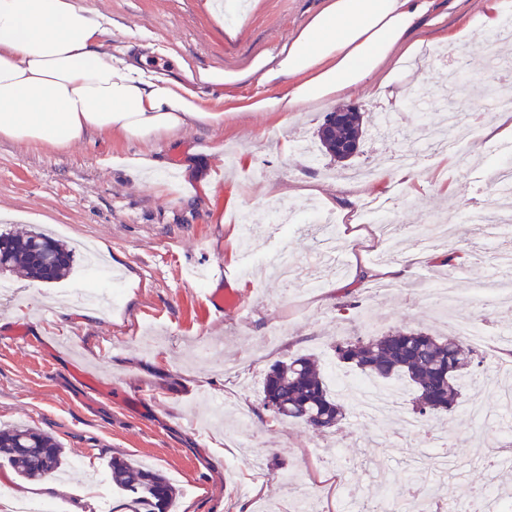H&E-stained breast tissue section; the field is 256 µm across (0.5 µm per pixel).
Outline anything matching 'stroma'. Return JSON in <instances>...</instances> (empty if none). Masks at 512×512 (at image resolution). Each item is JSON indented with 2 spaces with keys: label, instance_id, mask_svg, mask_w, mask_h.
Segmentation results:
<instances>
[{
  "label": "stroma",
  "instance_id": "35a3bbf8",
  "mask_svg": "<svg viewBox=\"0 0 512 512\" xmlns=\"http://www.w3.org/2000/svg\"><path fill=\"white\" fill-rule=\"evenodd\" d=\"M112 21L102 37L107 53L140 55V42L169 49L148 56L169 76L183 79L176 59L198 66L237 67L260 50L277 51L320 0H259L255 10L234 16L242 28L233 40L205 8L206 0H84ZM486 0H456L443 22L424 28L425 52L416 61L419 87L430 95L424 112L409 103L385 111L372 89L360 90L344 106L362 112L367 133L347 162L321 151L318 130L326 109L303 112H242L222 125L198 124L181 136L143 143L120 136H92L67 151L0 141V231L49 230L69 246L93 243L121 277L124 293L112 310L88 316L68 296L83 275L75 255L70 279L42 283L19 274L0 283L19 289L17 300L0 299V426L22 422L52 433L68 460L82 459L66 482V505L83 503L97 512L89 477L108 470L122 455L153 466L178 488L175 512H287L302 491L315 490L325 512H353L383 497L385 484L403 488L411 475L428 484L434 497H470L496 478L487 467L502 427L484 428L465 414L473 401L490 415L500 411L498 392L485 384L498 375L512 389V373L489 353L475 369L474 389L462 405L429 419L424 429L405 432L400 421L361 423L359 406L346 401V417L335 432L319 435L303 425L271 421L261 406L266 370L279 360L312 355L322 369L356 377L339 362L334 341L360 335L358 318L376 334L395 328L424 329L446 336L454 320H474L494 335L512 329V303L478 307L475 297L490 277L501 275L493 256L512 251V236L487 240L483 227L468 221L472 209L500 211L511 201L485 177L487 163L500 154L499 140L479 137L469 146V169L457 170L444 156L418 165V182L374 184L350 208H336V234L344 253L334 268L317 265L318 239L300 225L286 239L262 233L256 254L284 247L296 261L298 278L313 277L312 291L300 294L268 269L244 271L241 258L243 212L261 207L264 189L309 183L310 190L284 197L298 213L326 207L350 174L379 166L425 134L429 113L445 120L459 110L494 120L491 99L497 85L468 21ZM206 161L210 184L187 187L182 166ZM388 203L401 226H452L449 251L461 255L454 270L460 300L441 314L418 298L422 288L444 276L436 259L419 257L416 239L395 238L397 263L408 274L393 292L379 291L380 277L351 283L356 263L379 269L386 262L377 225L364 224L366 202ZM219 265V288L240 299L236 310L215 313L209 286L187 277L188 266ZM24 329L26 340L14 339ZM126 337L116 348L112 337ZM218 347L211 361L195 358L197 337ZM94 371L112 396L89 402L72 373L73 365ZM249 414L251 434L225 436L216 423V402Z\"/></svg>",
  "mask_w": 512,
  "mask_h": 512
}]
</instances>
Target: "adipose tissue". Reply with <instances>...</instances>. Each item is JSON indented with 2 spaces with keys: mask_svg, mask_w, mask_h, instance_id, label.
Instances as JSON below:
<instances>
[{
  "mask_svg": "<svg viewBox=\"0 0 512 512\" xmlns=\"http://www.w3.org/2000/svg\"><path fill=\"white\" fill-rule=\"evenodd\" d=\"M439 0H322L277 52L236 68L183 64L186 81L145 61L108 55L110 25L83 0H0V138L67 150L90 135L154 143L235 112H300L374 88L396 107L410 88L398 71L415 59L416 30L441 19ZM259 90L234 96L246 82ZM224 89L206 105L200 88Z\"/></svg>",
  "mask_w": 512,
  "mask_h": 512,
  "instance_id": "adipose-tissue-1",
  "label": "adipose tissue"
}]
</instances>
